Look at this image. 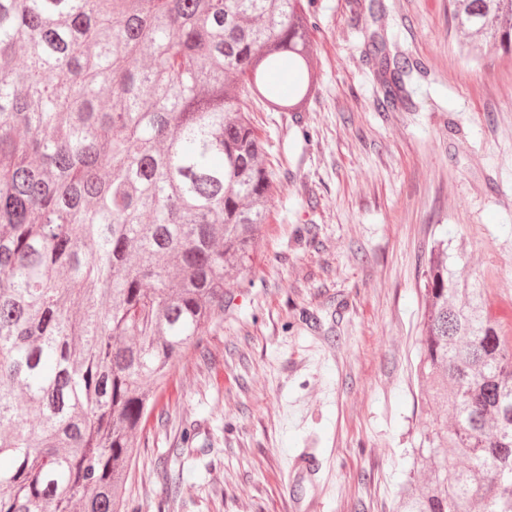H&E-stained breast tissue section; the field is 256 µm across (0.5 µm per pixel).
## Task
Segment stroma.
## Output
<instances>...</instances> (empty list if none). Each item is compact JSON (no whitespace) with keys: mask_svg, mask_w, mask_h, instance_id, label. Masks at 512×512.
Returning a JSON list of instances; mask_svg holds the SVG:
<instances>
[{"mask_svg":"<svg viewBox=\"0 0 512 512\" xmlns=\"http://www.w3.org/2000/svg\"><path fill=\"white\" fill-rule=\"evenodd\" d=\"M301 3L317 89L303 112L244 104L267 220L139 435L134 512H395L435 414L416 363L437 239L512 330V54H462L448 0ZM382 45L408 61L404 102L374 79Z\"/></svg>","mask_w":512,"mask_h":512,"instance_id":"35a3bbf8","label":"stroma"}]
</instances>
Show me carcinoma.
<instances>
[{"label": "carcinoma", "mask_w": 512, "mask_h": 512, "mask_svg": "<svg viewBox=\"0 0 512 512\" xmlns=\"http://www.w3.org/2000/svg\"><path fill=\"white\" fill-rule=\"evenodd\" d=\"M448 2L467 54L512 52V0ZM405 72L381 60L387 98ZM316 86L301 0H0V512H127L136 434L266 221L241 102L303 112ZM444 244L417 374L447 411L397 512H512V336Z\"/></svg>", "instance_id": "1"}]
</instances>
